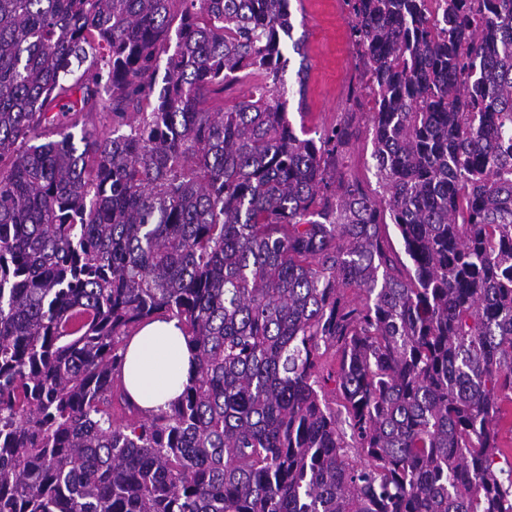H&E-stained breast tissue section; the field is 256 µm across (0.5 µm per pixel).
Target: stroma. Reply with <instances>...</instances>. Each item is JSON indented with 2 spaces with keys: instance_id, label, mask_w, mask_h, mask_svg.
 I'll list each match as a JSON object with an SVG mask.
<instances>
[{
  "instance_id": "35a3bbf8",
  "label": "stroma",
  "mask_w": 512,
  "mask_h": 512,
  "mask_svg": "<svg viewBox=\"0 0 512 512\" xmlns=\"http://www.w3.org/2000/svg\"><path fill=\"white\" fill-rule=\"evenodd\" d=\"M293 36L303 39L304 55H297L290 42L282 53L287 60L283 79L287 87H296L298 69H306L304 96L288 99L293 124L314 132L333 125L347 106L360 72L354 48L348 39V13L343 0H291ZM373 143L368 132H360L350 147L342 172L358 177L370 192L379 186L372 159Z\"/></svg>"
}]
</instances>
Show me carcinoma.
Wrapping results in <instances>:
<instances>
[{"mask_svg":"<svg viewBox=\"0 0 512 512\" xmlns=\"http://www.w3.org/2000/svg\"><path fill=\"white\" fill-rule=\"evenodd\" d=\"M345 2L373 105L311 137L290 0H0V512H512V0ZM282 53L284 55V58L287 59L286 66L283 72L284 82L287 88L290 87L293 88L294 90H297V71L299 69L302 58L293 52L292 40H288V38L285 39V42L282 46ZM372 153V135L361 125L359 137L350 147L341 171L344 175L358 177L370 192L376 194L382 190L377 184ZM193 373V353L178 319H154L129 338L122 374L131 399L141 408L167 410ZM507 409L509 413L507 414L506 419L501 423L499 431V445L502 448L503 455H497V457L495 458L497 463L494 466L498 476L504 481L507 478L508 470L511 468L510 462L512 461V432L510 431V405L507 406ZM500 469H503V474L499 473Z\"/></svg>","mask_w":512,"mask_h":512,"instance_id":"1","label":"carcinoma"}]
</instances>
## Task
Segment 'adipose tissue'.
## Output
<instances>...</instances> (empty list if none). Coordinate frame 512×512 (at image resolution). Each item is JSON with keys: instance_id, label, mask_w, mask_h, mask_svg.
<instances>
[{"instance_id": "adipose-tissue-1", "label": "adipose tissue", "mask_w": 512, "mask_h": 512, "mask_svg": "<svg viewBox=\"0 0 512 512\" xmlns=\"http://www.w3.org/2000/svg\"><path fill=\"white\" fill-rule=\"evenodd\" d=\"M193 373V354L178 319L152 320L130 337L122 374L131 399L141 408L168 409Z\"/></svg>"}]
</instances>
